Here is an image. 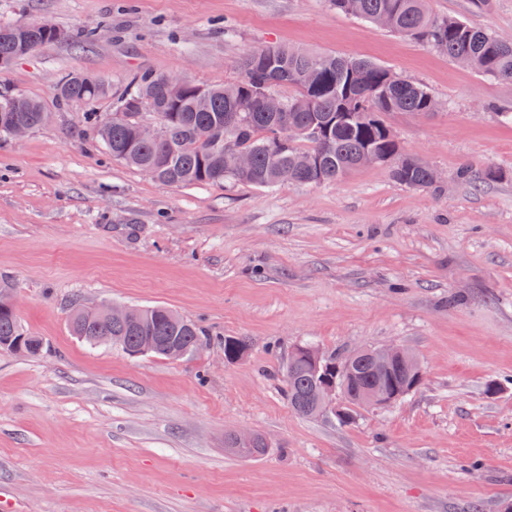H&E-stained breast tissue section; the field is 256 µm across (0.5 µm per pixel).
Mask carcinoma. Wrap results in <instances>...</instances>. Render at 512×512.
I'll use <instances>...</instances> for the list:
<instances>
[{"label": "carcinoma", "instance_id": "obj_1", "mask_svg": "<svg viewBox=\"0 0 512 512\" xmlns=\"http://www.w3.org/2000/svg\"><path fill=\"white\" fill-rule=\"evenodd\" d=\"M428 0H328L336 11L366 22L388 21L387 29L410 37L448 55L464 60L465 67L495 80L512 83V41L497 33L477 28L466 21L431 13ZM73 39L88 48L97 42L94 30L71 36L50 24L0 22V69L31 56L55 43ZM241 76L221 84L201 85L184 78L181 88L170 89L168 75L143 72L125 89L112 91V83L90 73L73 71L54 88L58 105L75 109L94 106L112 98V111L92 112L100 146L118 161L151 179L173 185L246 184L274 188L291 183L312 185L336 182L360 168L366 151L378 156V166L388 170L398 183L417 188H440L431 181L423 161L405 153L384 116L394 112L431 113L438 102L422 84L403 78L392 70L353 56L316 53L290 47H266L239 63ZM277 87L290 94L281 98L283 108L268 112L264 98ZM155 116L160 128L157 139L144 141L138 126L144 115ZM51 112L35 97L0 91V137L9 136L12 125L34 131L47 125ZM250 155L246 170L230 167L229 154ZM314 157L310 169L300 167L306 155ZM460 182H494L501 172L467 162L458 167ZM71 329L89 345L103 337L118 339L124 350L135 348L143 336L162 342L175 341L191 354L211 344L210 335L165 306L141 309L135 324L110 321L96 313L75 311ZM0 338L21 340L28 352L41 340L21 326L16 311L0 308ZM246 340L224 338V359L240 358ZM331 363L351 362L355 387L350 399L362 408L357 395L374 383L373 367L365 353L345 357L329 355ZM284 396L291 409L304 418L328 415L316 400L319 376L311 365L298 358L283 369ZM227 450L238 455H259L267 444L258 436L252 447H240L234 436L225 441Z\"/></svg>", "mask_w": 512, "mask_h": 512}]
</instances>
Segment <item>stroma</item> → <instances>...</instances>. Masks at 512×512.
<instances>
[{"label":"stroma","instance_id":"obj_1","mask_svg":"<svg viewBox=\"0 0 512 512\" xmlns=\"http://www.w3.org/2000/svg\"><path fill=\"white\" fill-rule=\"evenodd\" d=\"M512 39V0H430ZM0 21L75 33L0 71L51 122L0 137V291L45 351L0 350V491L23 512H504L512 504V84L491 81L325 0H0ZM266 46L367 59L426 85L432 113L388 115L440 190L380 167L337 182L179 186L98 148L54 83L79 70L122 91L139 72L239 75ZM472 161L503 180L454 178ZM164 305L213 343L180 360L73 336L74 307ZM249 342L238 361L222 340ZM397 344L423 369L393 407L351 425L290 408L291 351ZM500 383L487 393L489 383ZM249 431L265 454L240 457ZM234 436L230 435L229 437H227L225 441V447H227L228 451L236 453L238 455H259L262 454L267 448L265 440L260 436H256L255 443L250 448L240 447L237 445V443L241 445L251 444L255 439V436L251 432L241 431L234 434Z\"/></svg>","mask_w":512,"mask_h":512}]
</instances>
